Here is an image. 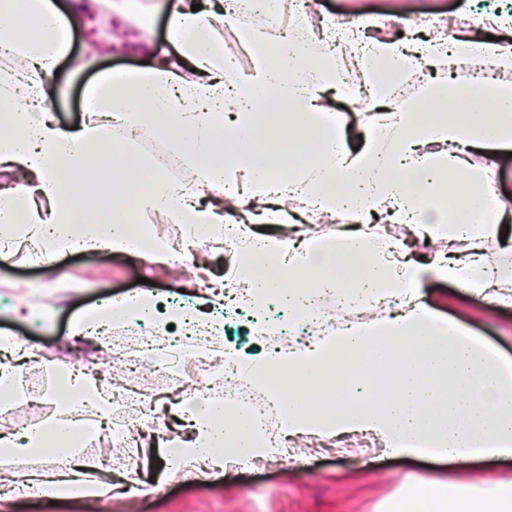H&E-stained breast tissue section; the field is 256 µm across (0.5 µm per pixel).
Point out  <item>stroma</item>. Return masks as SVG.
I'll use <instances>...</instances> for the list:
<instances>
[{"mask_svg":"<svg viewBox=\"0 0 512 512\" xmlns=\"http://www.w3.org/2000/svg\"><path fill=\"white\" fill-rule=\"evenodd\" d=\"M73 0H57L61 9H72ZM73 11V42L70 55L60 63L58 82L68 89L56 105L60 124L73 126L83 118L82 93L98 72L142 69L153 64L163 52L172 51L168 38L169 21L176 0H141L140 18L125 19L115 14L108 0H82ZM476 0H320L323 15L342 19L351 13L374 18L399 13L409 21L406 29L390 27L389 38L422 36L432 19L445 22L447 32L467 33V19L475 11ZM97 52L95 68L76 71L77 60ZM35 246L21 243L13 255L0 259V337H21L38 347L40 362L27 366V393L30 406L25 414L0 425L9 433L47 421L58 398L46 376L44 362L50 361L71 338L73 320L101 300L138 292L139 278L150 289L170 298L185 291L197 299L192 265L161 270L130 253L115 252L96 257L68 254L58 262L36 264L28 257ZM423 299L439 315L453 319L472 332L484 336L505 354L512 356V308L491 309L481 298L455 285L427 281ZM157 433L145 436L136 456L142 481L162 477L159 493L113 499L110 512H380L382 502L399 489L407 477L454 480L464 475L492 479H512V461L472 463L461 469L448 462L394 459L380 450L361 451L354 438L329 447L309 439L297 445L306 454L304 461L283 459L213 475L201 482L187 473L165 472L160 435L168 433L175 421L168 413L155 415ZM0 512H99V504L84 499H67L55 504L27 497H0Z\"/></svg>","mask_w":512,"mask_h":512,"instance_id":"obj_1","label":"stroma"}]
</instances>
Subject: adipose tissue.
Here are the masks:
<instances>
[{
	"label": "adipose tissue",
	"mask_w": 512,
	"mask_h": 512,
	"mask_svg": "<svg viewBox=\"0 0 512 512\" xmlns=\"http://www.w3.org/2000/svg\"><path fill=\"white\" fill-rule=\"evenodd\" d=\"M178 0L170 22L174 55L143 70H105L85 88L90 108L78 128L59 124L54 108L67 95L55 71L72 46V24L54 0H0V253L16 236L36 239L37 262L72 252H129L170 267L194 260L209 244L233 245L230 280H215L190 314L207 325L231 294L264 315L276 306L316 322L312 341L270 350L275 331L257 324L260 352L225 350L223 364L268 388L278 422L265 429L254 412L195 386L168 408L179 424L166 442L170 471L206 477L251 461L287 456L291 443H332L364 434L384 454L447 459H512V357L484 337L435 314L421 285L432 277L487 304L512 306V247L488 253L486 240L512 223V204L494 189L491 164L474 151L512 147V83L457 81L460 61L512 70V43L485 34L500 19L472 16L474 35L439 32L407 42L358 41L367 75V123L359 149L327 92L336 82L328 51L308 38L278 34L280 0H256L238 41L253 51L250 71L224 48L223 11H192ZM192 75H184V67ZM447 68L423 86L420 101L397 90L415 68ZM127 130L123 139L113 129ZM151 132L193 171L197 195L136 155L132 132ZM253 203L246 220L224 213ZM317 215L343 213L350 231L327 236L270 235L288 203ZM186 227L174 251L150 222ZM407 227L408 237L386 233ZM431 255L412 256L409 239ZM156 294L98 304L74 324L94 339L125 321H155ZM367 312L341 324L326 304ZM0 405L22 395L33 347L0 340ZM66 397L45 423L0 437V458L41 455L64 471L15 472L18 495L39 488L58 499H111L114 484L85 481L80 450L109 432L111 393L83 374L48 363ZM383 512H512V480L405 481Z\"/></svg>",
	"instance_id": "ef3b65f1"
}]
</instances>
